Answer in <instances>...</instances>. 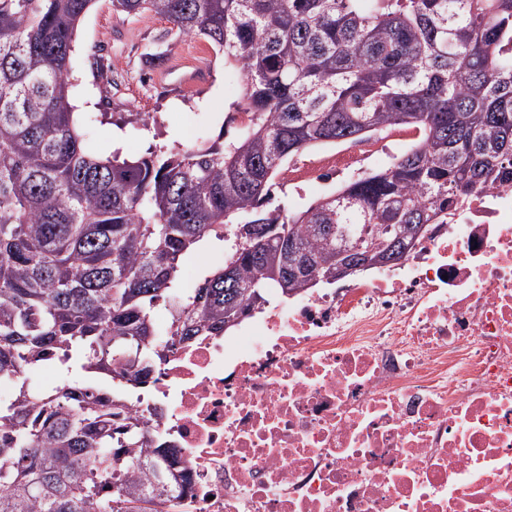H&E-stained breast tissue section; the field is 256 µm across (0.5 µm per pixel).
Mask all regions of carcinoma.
I'll use <instances>...</instances> for the list:
<instances>
[{"mask_svg": "<svg viewBox=\"0 0 512 512\" xmlns=\"http://www.w3.org/2000/svg\"><path fill=\"white\" fill-rule=\"evenodd\" d=\"M92 0H0V379L55 351L58 366L143 385L165 353L152 309L181 298L167 335L222 336L275 297L336 283L356 256L338 224H429L512 176V0H112L202 35L239 75L236 138L137 160L85 144L68 74ZM392 125L410 151L296 212L266 210L288 159ZM224 267L194 288L200 242ZM145 448L125 402L27 388L0 404V512H179L170 446L139 452L147 478L113 482L106 449ZM223 266L224 250L222 246L215 244L205 245L191 259L185 262L183 288L187 284L194 286L202 275Z\"/></svg>", "mask_w": 512, "mask_h": 512, "instance_id": "obj_1", "label": "carcinoma"}]
</instances>
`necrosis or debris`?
Masks as SVG:
<instances>
[{
    "label": "necrosis or debris",
    "instance_id": "necrosis-or-debris-1",
    "mask_svg": "<svg viewBox=\"0 0 512 512\" xmlns=\"http://www.w3.org/2000/svg\"><path fill=\"white\" fill-rule=\"evenodd\" d=\"M360 145L283 183L355 174ZM168 351L131 413L187 469L184 512H512V181L407 259Z\"/></svg>",
    "mask_w": 512,
    "mask_h": 512
}]
</instances>
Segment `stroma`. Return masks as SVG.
<instances>
[{"label":"stroma","instance_id":"obj_1","mask_svg":"<svg viewBox=\"0 0 512 512\" xmlns=\"http://www.w3.org/2000/svg\"><path fill=\"white\" fill-rule=\"evenodd\" d=\"M167 27V21L153 14L117 13L112 0H94L81 19L70 102L82 117L105 113V122L92 135L97 153L117 147L124 156L140 157L155 146L186 149L238 134L233 103L239 89L230 83L223 52L198 36L162 41ZM158 50L168 59L204 52L211 61L208 79L198 87L160 80L162 66L152 58ZM116 131L121 134L117 142L112 139Z\"/></svg>","mask_w":512,"mask_h":512}]
</instances>
